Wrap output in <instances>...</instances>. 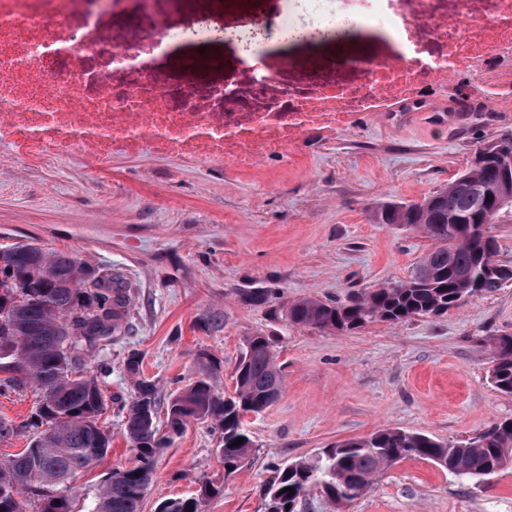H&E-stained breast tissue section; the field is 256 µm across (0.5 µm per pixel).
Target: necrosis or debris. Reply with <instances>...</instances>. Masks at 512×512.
Segmentation results:
<instances>
[{
  "mask_svg": "<svg viewBox=\"0 0 512 512\" xmlns=\"http://www.w3.org/2000/svg\"><path fill=\"white\" fill-rule=\"evenodd\" d=\"M354 2L341 12L335 0H286L281 24L291 30L304 17L338 36L376 30L388 54L355 62L369 88L312 83L243 112L231 87L177 95L155 80L144 60L164 49L168 20L154 0H138L152 23L123 45L99 22L126 0H0V141L31 163L78 151L104 169L113 153H150L248 172L281 161L312 131L346 130L392 103L425 108V86L481 75L512 51V0H493L487 15L478 0H449L446 14L436 0H416L413 12L403 0Z\"/></svg>",
  "mask_w": 512,
  "mask_h": 512,
  "instance_id": "4bbe7bcc",
  "label": "necrosis or debris"
}]
</instances>
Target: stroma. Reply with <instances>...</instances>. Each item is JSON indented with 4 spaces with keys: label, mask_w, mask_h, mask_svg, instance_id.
Returning a JSON list of instances; mask_svg holds the SVG:
<instances>
[{
    "label": "stroma",
    "mask_w": 512,
    "mask_h": 512,
    "mask_svg": "<svg viewBox=\"0 0 512 512\" xmlns=\"http://www.w3.org/2000/svg\"><path fill=\"white\" fill-rule=\"evenodd\" d=\"M156 3L176 36L170 55L154 65L157 78L194 89L203 79L231 78L246 104L261 98L238 63V42L180 37L201 25L238 31L253 15V0H196L180 10L170 0ZM345 50L372 58L385 52L365 31L343 46L276 36L267 65L290 86L308 84L317 66L324 79L366 83L365 71L342 66ZM470 95L474 111L455 114ZM426 99L423 109L395 105L334 136L311 135L295 160L262 162L248 173L152 154L113 155L104 173L78 152L34 166L0 142V246L33 240L127 287L120 331L78 356L82 373L108 368L101 420L112 444L74 480V512H89L104 480L133 459L120 413L135 396L126 370L133 352L161 395L205 369L229 392L245 336L262 333L274 340L285 380L276 403L244 419L254 443L247 465L225 475L218 433L190 422L157 455L141 512L177 497L199 498L203 512H264L275 466L338 441L387 427L457 441L512 418V395L489 381L492 338L512 336L510 283L437 318L374 322L346 335L286 317L301 299L343 301L408 278L432 240L402 224L377 223L373 212L446 187L479 144L512 130V83L495 70L433 84ZM261 290L268 300L251 301ZM37 401L29 387L0 396V419L20 426L0 438V458L34 438L27 421ZM211 485L219 495L206 494ZM299 512H512V466L476 482L407 457L344 510L313 492Z\"/></svg>",
    "instance_id": "35a3bbf8"
}]
</instances>
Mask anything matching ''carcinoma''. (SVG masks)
Here are the masks:
<instances>
[{"mask_svg":"<svg viewBox=\"0 0 512 512\" xmlns=\"http://www.w3.org/2000/svg\"><path fill=\"white\" fill-rule=\"evenodd\" d=\"M512 208V153L499 149L498 138L479 146L467 170L420 203H399L373 214L380 224H403L434 241L404 280L382 285L347 303L304 299L288 307V320L302 327L339 334L353 333L373 322L397 325L416 317L439 316L468 297L512 281L497 270L495 237L486 226ZM63 252L18 243L0 252V395L33 384L40 400L26 425L40 429L27 448L0 462V512H26L22 495L40 497L39 512H71V480L95 465L110 448V433L101 425L105 408L98 376L73 371L70 352L112 335L127 311L125 285L98 278ZM491 382L512 395V336L492 342ZM136 377L135 398L124 416V430L135 464L112 472L92 512H141L157 454L172 439L157 423L165 408L166 426L184 429L190 421L218 432L224 473L241 469L252 453L243 425L250 412L271 406L282 394L284 377L273 341L260 333L244 338L234 372V391L221 390L208 370L162 401L156 384L138 377L139 358L126 363ZM239 445H233L238 438ZM407 456L430 460L465 479H481L512 463V419L497 423L467 441L448 443L422 433L384 428L367 438L338 442L311 459L276 470L264 494V512H294L312 489L336 503L361 498L374 476ZM58 486L55 494L45 488ZM293 488V492L286 488ZM156 512H201L194 497L167 499Z\"/></svg>","mask_w":512,"mask_h":512,"instance_id":"obj_1","label":"carcinoma"}]
</instances>
